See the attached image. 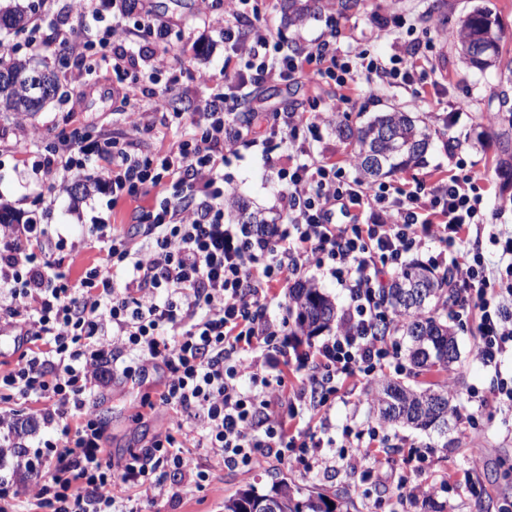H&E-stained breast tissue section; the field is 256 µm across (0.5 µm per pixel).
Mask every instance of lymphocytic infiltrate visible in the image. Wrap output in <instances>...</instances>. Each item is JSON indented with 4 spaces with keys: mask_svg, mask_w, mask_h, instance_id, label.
Here are the masks:
<instances>
[{
    "mask_svg": "<svg viewBox=\"0 0 512 512\" xmlns=\"http://www.w3.org/2000/svg\"><path fill=\"white\" fill-rule=\"evenodd\" d=\"M97 0H78L80 18L95 22L94 35L63 39L86 79L101 67L118 75L138 64L125 43L130 28L151 38L155 65H163L171 27L150 0H129L121 17L99 27ZM225 0L218 20L231 65L221 83L199 75L211 93L199 113L198 134L177 139L166 151L140 156L106 142L96 148L68 140L35 167L43 174L84 169L89 152L107 155L113 201L154 197L142 210L138 241L125 231L98 224L100 264L78 279L60 272L54 257L65 238L41 224H0V325L15 330V367L0 375V397L43 401L50 439L29 449L42 465L24 491H9L0 475V512H145L147 505L177 498L209 484V461L230 470H256L270 457L315 466L336 458L344 439L358 469L376 457L377 427L344 426L341 437L301 428L304 412L335 401L347 382H370L403 368L397 349L377 331L385 314L382 290L402 270L408 255L429 245L451 253L460 313H477L479 359L498 367L512 349V317L500 298L512 281L491 276L485 255L470 246L472 230L488 226L472 176L419 182L415 189L390 188L349 178L330 161L279 158L282 224H233L226 213L235 191L224 184V162L249 128L236 119L235 90L270 77L298 72L333 79L339 89L331 110L262 113L263 144L320 138L332 115L353 109L357 72L368 82L412 85L416 60L383 59L362 52L339 61L327 41L300 54L281 53L278 38L254 12L252 42L241 37L242 6ZM335 279L349 293L341 325L308 351H289L287 321L268 315L271 290L308 270ZM301 372L285 382L274 362ZM118 365L122 378L140 384L149 369L163 370L144 408L172 411L174 423L149 445L112 459L93 398Z\"/></svg>",
    "mask_w": 512,
    "mask_h": 512,
    "instance_id": "obj_1",
    "label": "lymphocytic infiltrate"
}]
</instances>
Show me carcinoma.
Listing matches in <instances>:
<instances>
[{
  "mask_svg": "<svg viewBox=\"0 0 512 512\" xmlns=\"http://www.w3.org/2000/svg\"><path fill=\"white\" fill-rule=\"evenodd\" d=\"M33 0H8L0 5V33H18L27 27ZM503 31L499 19L486 8H476L462 20L461 54L469 68L479 72L496 67L501 54ZM47 91L33 97L24 82L10 80L14 74L35 70L30 61L0 54V110L32 115L47 103L64 95L57 72L43 65ZM362 117L353 127L338 122L339 134L349 141L352 156L367 181H377L396 171H406L424 162L433 134L424 118L411 112L392 110ZM503 126L499 137L504 173L512 178V110L497 116ZM454 282L450 273H439L426 265L406 267L392 278L384 295L388 316L381 319L380 334L389 333L406 340V356L416 372H448L458 360L454 328L448 323V301ZM288 318L294 332L313 336L339 324L336 305L318 288L303 285L289 292ZM454 395L448 386H413L403 380L384 378L376 383L374 409L391 425H406L423 432H434L445 439L448 450L449 418ZM271 503L276 512H333L324 494L304 491L285 479L272 482L267 490L253 486L238 489L224 498V512H255Z\"/></svg>",
  "mask_w": 512,
  "mask_h": 512,
  "instance_id": "1",
  "label": "carcinoma"
}]
</instances>
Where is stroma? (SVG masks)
<instances>
[{
    "mask_svg": "<svg viewBox=\"0 0 512 512\" xmlns=\"http://www.w3.org/2000/svg\"><path fill=\"white\" fill-rule=\"evenodd\" d=\"M267 25L279 35L285 51L306 47L316 39H333L339 54L350 55L367 48L383 57L395 52L398 41H414L425 46L418 62L412 89L380 86L374 99H367L365 79H358L356 91L365 96V109L384 112L397 108L425 117L437 134L433 148L420 167L388 176L389 184L405 189L416 182L432 181L454 174L475 175L481 187L484 210L502 236L512 235V185L504 186L497 172L501 156L499 125L492 118L504 106L512 107V0H357L350 9H341L338 0H318L312 5L304 26L288 22L284 0H258ZM486 7L496 13L503 27V56L499 67L486 73L466 68L460 58L458 41L442 40L441 32H456L461 21L474 8ZM155 14L172 24L169 38V66L177 82L167 98L180 108L202 107L208 95L205 86L193 77L202 71L221 78L224 67V39L218 28L197 16V0H153ZM380 15H399L413 24V32L397 29L395 35L378 31L375 19ZM81 19L72 10L70 0H54L51 12L45 13L37 35L21 32L5 42L11 55L26 58L32 53L30 39L43 42L39 59L54 63L60 34H77ZM74 61H66L58 74L69 95L41 112L27 116L31 131L40 138L39 148H54L72 131H88L91 140L112 136L127 141L138 152L155 154L166 150L180 132L170 127L162 113H154L148 129L133 131L125 123L123 107L115 90L119 78L111 70L100 69L87 85H80ZM336 96L333 82L317 81L307 76L283 83L273 80L247 86L241 93L239 120L250 119L258 106L303 110L311 98L331 101ZM23 133L15 119L0 118V205L7 207L19 223L52 224L74 251L61 253L62 271L78 277L89 266L99 263L101 253L95 235L90 232L94 217L106 215L107 196L98 188L80 200H72L63 182L45 180L37 184L32 174V155L17 148ZM282 150L273 146L241 148L239 156L224 164V183L235 189L251 210L274 216L278 210L280 185L275 163ZM151 197L127 199L118 203L113 213L116 226L129 228L133 216L149 208ZM459 359L450 372L436 375L439 384H448L455 396L453 406L460 412L451 421L449 435L452 448L442 449L437 434H427L407 427L391 426L387 432L394 447L384 456L380 477L351 472L344 461L329 468L308 470L305 466L277 459L258 471H231L214 466L210 484L178 499L158 501L151 512H221L225 497L238 489L253 485L269 488L278 477L302 488L322 491L338 506L339 512H394L399 490L394 475L407 474L414 484H438L447 481L446 492L417 505L414 512H499L502 502H512V477H503V460L512 461V408L503 406L496 397V380L492 369L477 355L479 335L476 315L456 320ZM149 383L134 387L111 382L102 391L94 412L102 421L112 456L125 455L129 449L148 444L155 433L171 420L164 408L141 413L142 392ZM371 385H345L335 402L322 410L307 414L302 422L306 429L340 432L343 424L353 421L362 425L377 422L370 406ZM476 423H469L468 415ZM417 448L424 462L408 458L409 448Z\"/></svg>",
    "mask_w": 512,
    "mask_h": 512,
    "instance_id": "obj_1",
    "label": "stroma"
}]
</instances>
